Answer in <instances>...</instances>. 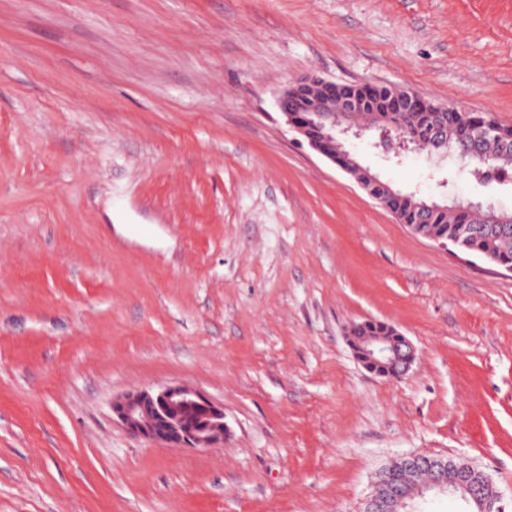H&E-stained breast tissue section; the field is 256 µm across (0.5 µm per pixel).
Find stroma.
I'll use <instances>...</instances> for the list:
<instances>
[{
	"label": "stroma",
	"instance_id": "1",
	"mask_svg": "<svg viewBox=\"0 0 512 512\" xmlns=\"http://www.w3.org/2000/svg\"><path fill=\"white\" fill-rule=\"evenodd\" d=\"M512 125V0H0V512H361L407 454L512 512V273L418 237L286 125L305 78ZM347 148L512 212L456 158ZM411 340L373 375L353 323ZM185 384L223 447L167 448L118 394ZM365 328L377 330L388 335L385 322L373 320L357 324L349 341L358 361L375 375L399 377L405 375L416 359V348L413 343L389 325L390 336H363ZM359 336V337H355Z\"/></svg>",
	"mask_w": 512,
	"mask_h": 512
}]
</instances>
